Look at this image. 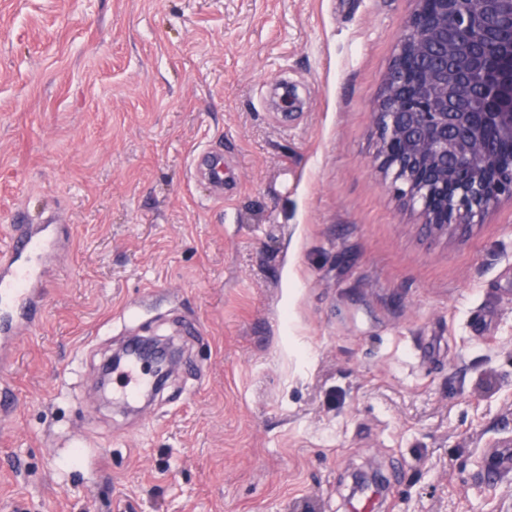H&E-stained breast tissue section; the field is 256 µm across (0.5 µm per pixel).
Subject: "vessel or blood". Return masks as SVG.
I'll return each instance as SVG.
<instances>
[{
    "mask_svg": "<svg viewBox=\"0 0 512 512\" xmlns=\"http://www.w3.org/2000/svg\"><path fill=\"white\" fill-rule=\"evenodd\" d=\"M52 248L49 225H12L10 246L0 253L1 363L13 359L18 336L42 321L49 295ZM147 384L141 361L129 360L119 383L121 396L135 399Z\"/></svg>",
    "mask_w": 512,
    "mask_h": 512,
    "instance_id": "vessel-or-blood-1",
    "label": "vessel or blood"
}]
</instances>
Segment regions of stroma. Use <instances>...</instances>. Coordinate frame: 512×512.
Segmentation results:
<instances>
[{
	"label": "stroma",
	"mask_w": 512,
	"mask_h": 512,
	"mask_svg": "<svg viewBox=\"0 0 512 512\" xmlns=\"http://www.w3.org/2000/svg\"><path fill=\"white\" fill-rule=\"evenodd\" d=\"M413 0H0V249L61 233L0 390V512H512V200L419 231L375 114ZM224 157V189L193 175ZM179 359L101 404L133 338Z\"/></svg>",
	"instance_id": "obj_1"
}]
</instances>
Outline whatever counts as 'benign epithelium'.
<instances>
[{"mask_svg": "<svg viewBox=\"0 0 512 512\" xmlns=\"http://www.w3.org/2000/svg\"><path fill=\"white\" fill-rule=\"evenodd\" d=\"M385 81L381 167L433 237L512 198V0H415Z\"/></svg>", "mask_w": 512, "mask_h": 512, "instance_id": "7a95c632", "label": "benign epithelium"}]
</instances>
